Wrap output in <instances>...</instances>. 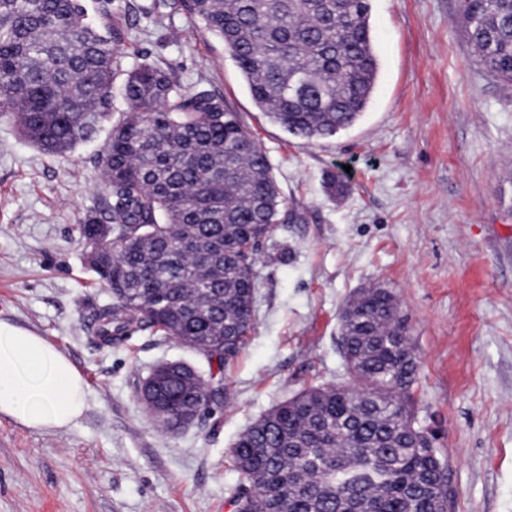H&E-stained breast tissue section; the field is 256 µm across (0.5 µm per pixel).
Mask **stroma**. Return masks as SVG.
<instances>
[{"instance_id":"obj_1","label":"stroma","mask_w":512,"mask_h":512,"mask_svg":"<svg viewBox=\"0 0 512 512\" xmlns=\"http://www.w3.org/2000/svg\"><path fill=\"white\" fill-rule=\"evenodd\" d=\"M370 16L372 101L349 129L310 142L257 109L201 23L138 19L136 49L238 112L300 211L273 233L287 258L258 264L255 329L222 371L231 399L175 432L146 413L139 388L167 361L207 372L206 357L147 331L101 347L87 325L112 301L79 232L103 214L106 133L50 156L0 117V319L49 338L82 374L87 403L49 432L0 415V512H230L233 444L294 393L348 382L339 309L371 284L407 318L411 401L448 460L452 512H512V83L477 62L458 0H370ZM172 24L185 41H171ZM345 165L352 191L331 198L324 179Z\"/></svg>"}]
</instances>
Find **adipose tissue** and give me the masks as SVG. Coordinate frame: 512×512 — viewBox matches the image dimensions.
Returning <instances> with one entry per match:
<instances>
[{
	"instance_id": "1",
	"label": "adipose tissue",
	"mask_w": 512,
	"mask_h": 512,
	"mask_svg": "<svg viewBox=\"0 0 512 512\" xmlns=\"http://www.w3.org/2000/svg\"><path fill=\"white\" fill-rule=\"evenodd\" d=\"M84 408L85 382L53 342L0 321V415L49 431L68 428Z\"/></svg>"
}]
</instances>
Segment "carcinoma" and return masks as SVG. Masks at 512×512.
<instances>
[{
  "instance_id": "cac0c4a2",
  "label": "carcinoma",
  "mask_w": 512,
  "mask_h": 512,
  "mask_svg": "<svg viewBox=\"0 0 512 512\" xmlns=\"http://www.w3.org/2000/svg\"><path fill=\"white\" fill-rule=\"evenodd\" d=\"M115 0H97L96 14ZM201 21L224 44L257 108L313 141L353 126L377 84L369 0H154ZM491 76L512 83V0H459ZM125 115L114 123L116 102ZM0 115L41 152L63 155L111 134L97 155L105 217L80 234L112 293L92 315L102 345L131 330L207 352L224 367L255 328L257 264L283 213L266 151L224 100L187 91L170 64L122 47L120 28L82 0H0ZM330 194L351 191L340 173ZM112 240L101 238V225ZM340 351L351 384L305 389L253 423L231 448L238 512H450L448 460L410 404L418 361L395 295L372 285L344 303ZM220 390L171 374L169 415L198 414Z\"/></svg>"
}]
</instances>
